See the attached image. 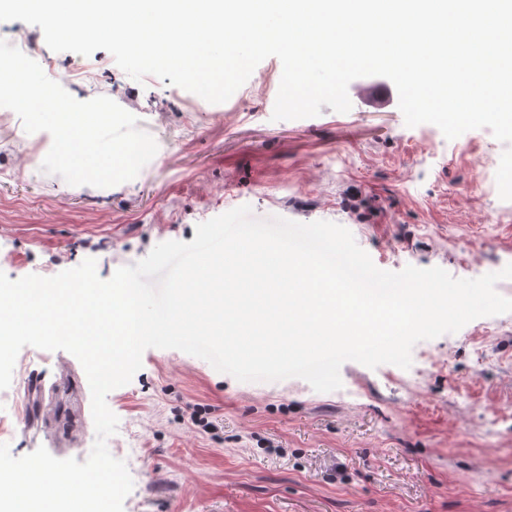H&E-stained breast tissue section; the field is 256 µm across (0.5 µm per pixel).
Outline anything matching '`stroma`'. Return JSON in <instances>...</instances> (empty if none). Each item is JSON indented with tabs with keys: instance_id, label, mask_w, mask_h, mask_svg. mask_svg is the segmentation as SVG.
Returning a JSON list of instances; mask_svg holds the SVG:
<instances>
[{
	"instance_id": "35a3bbf8",
	"label": "stroma",
	"mask_w": 512,
	"mask_h": 512,
	"mask_svg": "<svg viewBox=\"0 0 512 512\" xmlns=\"http://www.w3.org/2000/svg\"><path fill=\"white\" fill-rule=\"evenodd\" d=\"M52 59L74 98L107 96L158 144L133 179L72 186L42 172L50 134L0 123V272L50 277L95 259L97 273L190 242L199 223L250 206L346 227L383 270L440 267L473 279L512 263V201L498 195L505 149L490 129L444 137L406 126L394 84L353 80L350 111L272 118L282 64L262 61L226 102L212 104L156 77L136 82L104 50L48 48L40 27L0 22ZM58 397L64 377L85 380L70 353L24 347L11 391L27 403L31 374ZM340 389L300 378L241 382L176 349H147L132 381L109 392L118 417L107 446L133 489L124 512H512V313L475 319L417 343L412 365L345 362ZM204 406L216 432L193 427ZM13 456L47 445L27 416L0 403Z\"/></svg>"
}]
</instances>
